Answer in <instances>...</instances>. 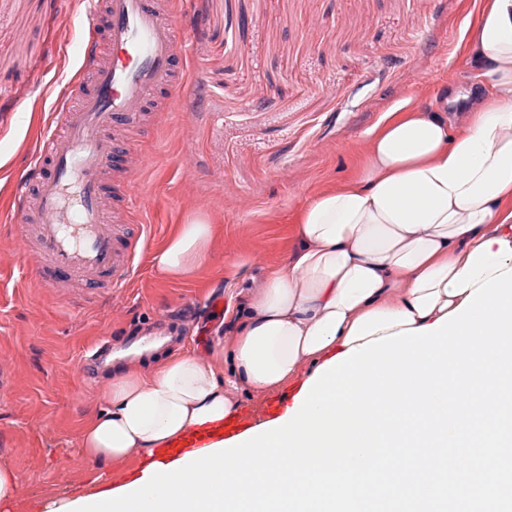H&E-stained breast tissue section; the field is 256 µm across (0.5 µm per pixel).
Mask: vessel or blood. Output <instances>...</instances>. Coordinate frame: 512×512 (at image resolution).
Returning <instances> with one entry per match:
<instances>
[{
    "instance_id": "vessel-or-blood-1",
    "label": "vessel or blood",
    "mask_w": 512,
    "mask_h": 512,
    "mask_svg": "<svg viewBox=\"0 0 512 512\" xmlns=\"http://www.w3.org/2000/svg\"><path fill=\"white\" fill-rule=\"evenodd\" d=\"M104 35L90 33L83 66L90 80L77 102L60 98L55 127L43 136L35 164L14 197L34 240L33 277L44 287L114 291L129 281L147 243L139 224H118L113 209L133 211L130 184L105 176L123 166L115 131L141 123L159 93L181 88L186 41L176 39L157 0H103ZM245 418L208 423L157 449L152 465L198 453L246 428Z\"/></svg>"
}]
</instances>
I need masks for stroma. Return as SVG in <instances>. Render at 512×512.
Listing matches in <instances>:
<instances>
[{
  "instance_id": "obj_1",
  "label": "stroma",
  "mask_w": 512,
  "mask_h": 512,
  "mask_svg": "<svg viewBox=\"0 0 512 512\" xmlns=\"http://www.w3.org/2000/svg\"><path fill=\"white\" fill-rule=\"evenodd\" d=\"M187 38V85L154 127L128 133L123 176L134 220L150 234L126 288L70 300L30 274L10 209L56 101L77 91L84 0H0V465L16 473L0 512H45L136 479L134 457L85 461L80 430L106 402L96 341L151 334L206 354L224 336L232 289L259 287L297 242L311 197L356 176L389 113L466 95L476 82L466 31L483 0H174ZM214 226L208 258L190 275L160 277L152 258L189 219Z\"/></svg>"
}]
</instances>
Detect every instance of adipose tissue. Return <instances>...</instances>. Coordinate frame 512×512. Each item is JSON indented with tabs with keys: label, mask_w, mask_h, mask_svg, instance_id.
Here are the masks:
<instances>
[{
	"label": "adipose tissue",
	"mask_w": 512,
	"mask_h": 512,
	"mask_svg": "<svg viewBox=\"0 0 512 512\" xmlns=\"http://www.w3.org/2000/svg\"><path fill=\"white\" fill-rule=\"evenodd\" d=\"M467 55L481 90L464 115L390 113L361 174L301 208L287 261L237 289L208 358L182 350L112 373L108 409L82 431L87 460L150 455L233 416L241 392L278 390L350 347L432 324L512 267V0H484ZM212 239L206 220L181 225L156 272L188 275Z\"/></svg>",
	"instance_id": "ef3b65f1"
}]
</instances>
